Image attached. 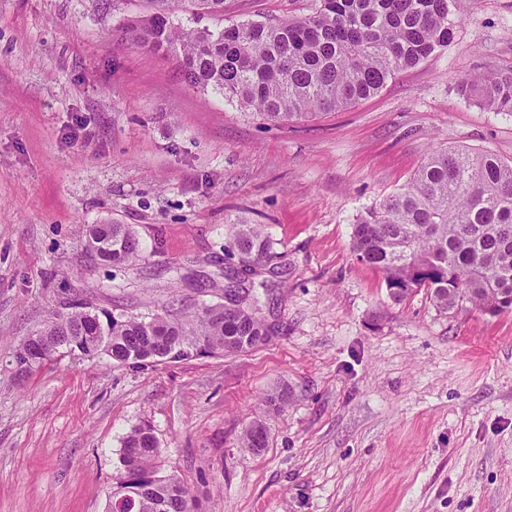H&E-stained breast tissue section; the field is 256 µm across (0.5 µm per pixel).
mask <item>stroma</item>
I'll return each mask as SVG.
<instances>
[{"mask_svg":"<svg viewBox=\"0 0 512 512\" xmlns=\"http://www.w3.org/2000/svg\"><path fill=\"white\" fill-rule=\"evenodd\" d=\"M314 0H225V19ZM142 0H0V512H107L122 440L158 441L200 512H512V312L394 302L353 226L437 148L512 161V115L459 92L512 71V0H470L452 42L377 95L280 125L134 46ZM263 225L247 286L270 340L137 368L16 354L86 303L145 320L223 302L233 226ZM129 224L139 257H90ZM286 392L287 401L266 404ZM265 448H244L254 419ZM94 225L89 230V249L101 262L124 265L136 260L139 240L129 224H112V238L104 227Z\"/></svg>","mask_w":512,"mask_h":512,"instance_id":"obj_1","label":"stroma"}]
</instances>
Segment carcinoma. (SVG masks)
Instances as JSON below:
<instances>
[{
	"instance_id": "obj_1",
	"label": "carcinoma",
	"mask_w": 512,
	"mask_h": 512,
	"mask_svg": "<svg viewBox=\"0 0 512 512\" xmlns=\"http://www.w3.org/2000/svg\"><path fill=\"white\" fill-rule=\"evenodd\" d=\"M467 0H316L305 17L276 22L247 20L220 28L199 27L204 17L224 19V0H146L132 20L138 46L179 58L187 81L214 91L276 123L305 121L336 112L380 92L398 72L414 67L453 36L454 17ZM188 15L193 25L174 22ZM460 93L495 111L512 114V71L462 82ZM235 245L246 264L271 256L273 242L261 224H237ZM357 258L379 270L390 297L405 301L418 288L430 291L448 312L454 295L480 310L512 297V163L489 151L437 149L409 183L366 209L354 225ZM89 249L101 262L136 260L139 240L129 224L89 230ZM225 303L149 321L83 307L58 315L29 344L104 354L117 364L177 361L193 354L236 353L269 339L270 329L245 304L242 273L227 272ZM267 431L260 421L243 433L242 445L259 451ZM158 443L145 427L123 439L122 462L132 500L126 512H195L175 475L153 469Z\"/></svg>"
}]
</instances>
